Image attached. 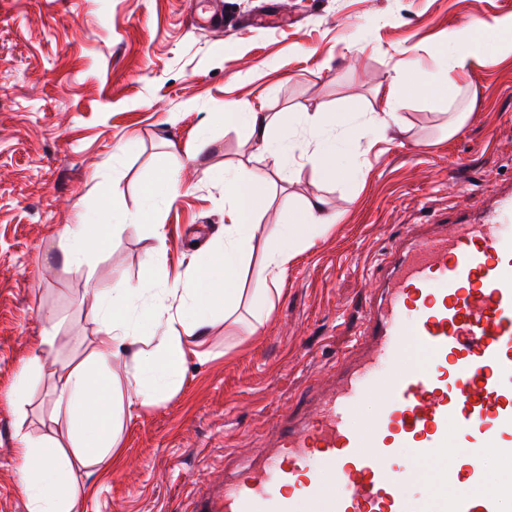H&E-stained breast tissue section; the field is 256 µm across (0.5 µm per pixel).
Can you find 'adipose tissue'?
<instances>
[{
	"instance_id": "1",
	"label": "adipose tissue",
	"mask_w": 512,
	"mask_h": 512,
	"mask_svg": "<svg viewBox=\"0 0 512 512\" xmlns=\"http://www.w3.org/2000/svg\"><path fill=\"white\" fill-rule=\"evenodd\" d=\"M489 40L499 51L512 53V14L475 20L450 30L436 72L429 76L415 73L392 81L387 109L372 118V125L385 129L397 123L398 110L407 98L438 94L455 99L457 75L481 62L483 45ZM224 122L248 129L275 167L287 163L293 144L289 137H273L272 122L264 113L228 107ZM298 122L310 134L313 148L306 158L321 182L356 178L358 169L350 158L362 127L358 117L339 123L303 112ZM264 184L262 176L249 171L225 170L224 199L232 208L233 221L224 227V240L209 261L166 285L161 298L146 301V294L153 290L149 284L94 288L99 316L94 349L87 359L59 374L54 387L56 405L70 421L68 445L37 442L25 434L18 437L15 453L21 462L30 512H73L78 470L117 454L114 361L128 356L136 364L127 379L132 390L129 404H154L176 388L186 358V336L205 335L212 310L219 305L233 306L242 294L241 273L257 229L255 215ZM336 220V213L316 196L306 200L288 223L279 225L265 257L267 277L253 290L257 307L266 305L269 281L279 280L298 250L324 237ZM112 230V225L86 219L68 225L63 249L66 263H91L105 249ZM147 322L153 323L159 334L156 349L149 352L138 347Z\"/></svg>"
}]
</instances>
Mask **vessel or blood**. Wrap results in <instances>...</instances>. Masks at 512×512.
Segmentation results:
<instances>
[{
    "instance_id": "vessel-or-blood-1",
    "label": "vessel or blood",
    "mask_w": 512,
    "mask_h": 512,
    "mask_svg": "<svg viewBox=\"0 0 512 512\" xmlns=\"http://www.w3.org/2000/svg\"><path fill=\"white\" fill-rule=\"evenodd\" d=\"M312 404L191 512H505L484 487L487 459L512 453L511 187L391 242L364 329ZM434 460L447 492L422 503L406 488Z\"/></svg>"
}]
</instances>
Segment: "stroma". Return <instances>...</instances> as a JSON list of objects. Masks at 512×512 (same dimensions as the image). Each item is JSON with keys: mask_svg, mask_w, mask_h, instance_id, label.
Wrapping results in <instances>:
<instances>
[{"mask_svg": "<svg viewBox=\"0 0 512 512\" xmlns=\"http://www.w3.org/2000/svg\"><path fill=\"white\" fill-rule=\"evenodd\" d=\"M231 25L201 27L200 0H0V512H29L14 449L18 433L65 440L57 375L91 351L90 283L161 285L186 274L223 238L224 185L244 167L266 180L267 204L242 275L262 259L284 214L323 196L340 218L301 249L256 324L249 295L215 311L188 338L177 388L125 410L109 465L83 480L78 512H189L195 493L270 443L279 416L304 409L331 384L336 361L360 333L371 274L390 242L432 214H455L512 183V56L487 53L460 84L468 116L446 133L448 102L411 98L393 140L356 144V183L322 184L305 160L277 172L247 130L225 125L226 106L265 112L297 150L301 112L385 110L402 61L435 69L449 29L512 13V0H222ZM208 148L197 159L200 140ZM184 188L155 214L165 227H124L146 205L160 168ZM114 225L93 266L61 260L67 225L82 214ZM57 327L50 357L27 393L13 387L40 342L42 316Z\"/></svg>", "mask_w": 512, "mask_h": 512, "instance_id": "obj_1", "label": "stroma"}]
</instances>
